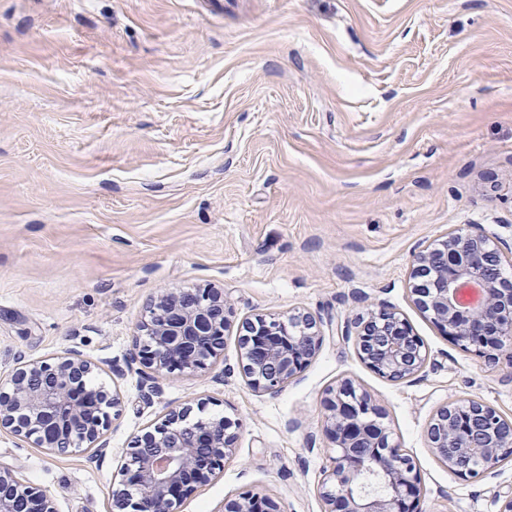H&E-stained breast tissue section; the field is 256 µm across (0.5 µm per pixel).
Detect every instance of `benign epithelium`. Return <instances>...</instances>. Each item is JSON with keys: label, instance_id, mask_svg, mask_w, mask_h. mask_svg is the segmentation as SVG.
<instances>
[{"label": "benign epithelium", "instance_id": "1", "mask_svg": "<svg viewBox=\"0 0 512 512\" xmlns=\"http://www.w3.org/2000/svg\"><path fill=\"white\" fill-rule=\"evenodd\" d=\"M501 242L474 226L448 233L420 251L412 263L414 302L464 349L496 358L512 340V288L488 287L501 268ZM482 287L476 305L458 301L460 288ZM224 293L209 288L167 291L147 307L134 336L138 353L158 371L194 372L224 351ZM361 358L393 381L415 376L428 353L405 319L381 303L353 324ZM241 369L251 386L269 393L291 382L317 356L323 335L306 313L284 321L258 316L241 324ZM94 365L74 354L55 364L28 362L0 390V430L61 452L87 445L105 454L109 409L120 394L88 384ZM326 431L336 444L333 466L321 484L324 512H418L421 477L391 432L380 422L371 396L350 380L325 397ZM433 454L464 480L499 467L512 451V422L489 405L462 400L436 410L426 426ZM230 421L193 418L191 409L171 410L154 429L137 438L122 467V488L113 491L114 512H178L207 484L235 450ZM0 512H55L52 499L0 467ZM226 512H284L268 496L245 495Z\"/></svg>", "mask_w": 512, "mask_h": 512}]
</instances>
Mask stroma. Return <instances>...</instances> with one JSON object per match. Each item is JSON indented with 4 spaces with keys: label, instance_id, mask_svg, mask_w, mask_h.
<instances>
[{
    "label": "stroma",
    "instance_id": "obj_1",
    "mask_svg": "<svg viewBox=\"0 0 512 512\" xmlns=\"http://www.w3.org/2000/svg\"><path fill=\"white\" fill-rule=\"evenodd\" d=\"M476 225L512 277V0H0V384L68 352L117 390L112 451L0 432V466L57 512H112L135 438L170 409L236 423V453L180 512L244 493L324 512V398L369 392L420 471L422 512H498L425 426L476 399L512 419V357L462 349L410 292L416 253ZM218 288L224 352L156 373L133 338L170 289ZM396 309L429 357L391 381L352 323ZM309 313L324 341L276 394L240 371L244 319Z\"/></svg>",
    "mask_w": 512,
    "mask_h": 512
}]
</instances>
